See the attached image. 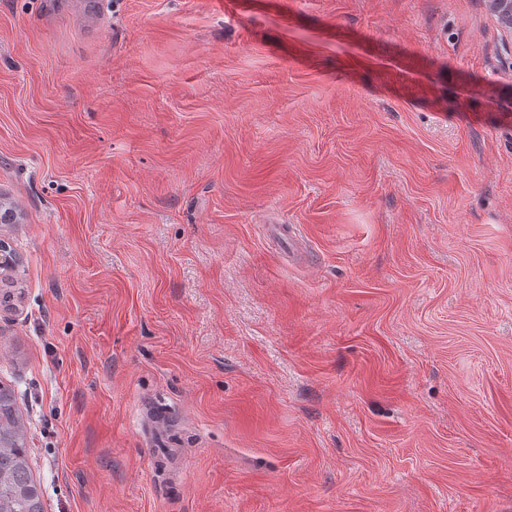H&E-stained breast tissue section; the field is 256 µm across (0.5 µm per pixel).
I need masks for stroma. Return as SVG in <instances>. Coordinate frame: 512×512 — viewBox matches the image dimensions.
<instances>
[{"label": "stroma", "instance_id": "1", "mask_svg": "<svg viewBox=\"0 0 512 512\" xmlns=\"http://www.w3.org/2000/svg\"><path fill=\"white\" fill-rule=\"evenodd\" d=\"M0 204L45 512H512L487 0H0Z\"/></svg>", "mask_w": 512, "mask_h": 512}]
</instances>
